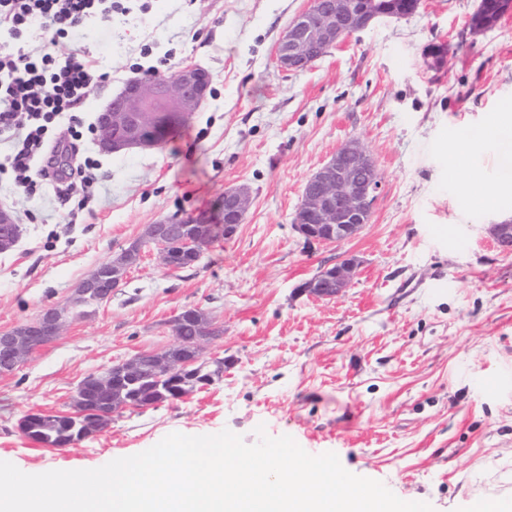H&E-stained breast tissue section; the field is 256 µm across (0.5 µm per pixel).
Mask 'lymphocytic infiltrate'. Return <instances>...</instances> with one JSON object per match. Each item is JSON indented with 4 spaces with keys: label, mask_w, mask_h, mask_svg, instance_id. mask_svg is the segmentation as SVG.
<instances>
[{
    "label": "lymphocytic infiltrate",
    "mask_w": 512,
    "mask_h": 512,
    "mask_svg": "<svg viewBox=\"0 0 512 512\" xmlns=\"http://www.w3.org/2000/svg\"><path fill=\"white\" fill-rule=\"evenodd\" d=\"M120 8V0H0V174L13 173L14 190L33 192L43 180L61 196L77 187L90 194L95 161L84 158L65 174L57 156L78 152L75 111L105 79L77 41L90 24L111 26ZM63 39L74 44L66 54L56 50Z\"/></svg>",
    "instance_id": "lymphocytic-infiltrate-1"
}]
</instances>
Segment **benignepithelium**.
I'll return each instance as SVG.
<instances>
[{
	"label": "benign epithelium",
	"mask_w": 512,
	"mask_h": 512,
	"mask_svg": "<svg viewBox=\"0 0 512 512\" xmlns=\"http://www.w3.org/2000/svg\"><path fill=\"white\" fill-rule=\"evenodd\" d=\"M414 0H310L307 9L297 14L282 32L274 51L278 66L289 72L303 70L324 56L354 32L382 18H402L415 13ZM210 88V74L194 63L181 66L174 79L153 74L132 79L100 109L97 119V144L100 151L115 154L133 149H154L156 142L147 135L160 109L175 121L193 117ZM381 188L374 158L357 139L340 146L306 181L292 224L308 242L340 245L354 238L369 222L373 204ZM251 193L244 185L224 188L216 216H177L147 224L112 261L97 267L79 286L64 306H49L40 316L0 332V375L15 373L42 340L61 335L66 315L90 301L107 302L129 271L145 254L156 253L167 270L181 269L179 258L188 253L200 259L208 246V235L186 234L185 224L224 225V239L234 238L245 220ZM496 244L512 250V224L490 227ZM18 222L14 211L0 206V252H7L17 241ZM358 263L344 258L320 271L302 285V290L321 299H333L349 287ZM215 326L208 323L189 345V359L176 360L172 347L160 354H137L103 371L101 385L108 381L132 379L148 365L158 374L174 377L185 366L202 357L204 345L212 338Z\"/></svg>",
	"instance_id": "7a95c632"
}]
</instances>
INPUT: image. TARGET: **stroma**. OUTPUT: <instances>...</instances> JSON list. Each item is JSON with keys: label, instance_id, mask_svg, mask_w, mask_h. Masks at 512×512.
Wrapping results in <instances>:
<instances>
[{"label": "stroma", "instance_id": "stroma-1", "mask_svg": "<svg viewBox=\"0 0 512 512\" xmlns=\"http://www.w3.org/2000/svg\"><path fill=\"white\" fill-rule=\"evenodd\" d=\"M479 3L422 0L301 72L277 67L273 49L308 0H123L111 30H88L108 77L82 124L128 80L183 63L210 72L211 92L158 148L107 156L86 142L101 174L87 206L44 183L11 193L0 175V205L20 226L0 253V331L64 303L144 225L209 209L228 186L249 187L252 203L233 240L177 271L144 258L107 303L0 376V459L28 474L95 469L173 432L228 429L252 444L262 425L433 512L512 500V251L490 235L495 214L463 203L488 190L511 213L512 174L496 138L465 158L467 177L448 171L460 136L512 109V13L476 33ZM434 45L446 48L437 69ZM353 138L381 177L371 220L341 245L306 243L291 223L303 187ZM348 256L360 265L342 295L300 291ZM194 306L224 328L202 355L224 362L212 385L123 411L66 448L20 432L28 412L68 410L86 375L167 347L173 318Z\"/></svg>", "mask_w": 512, "mask_h": 512}]
</instances>
